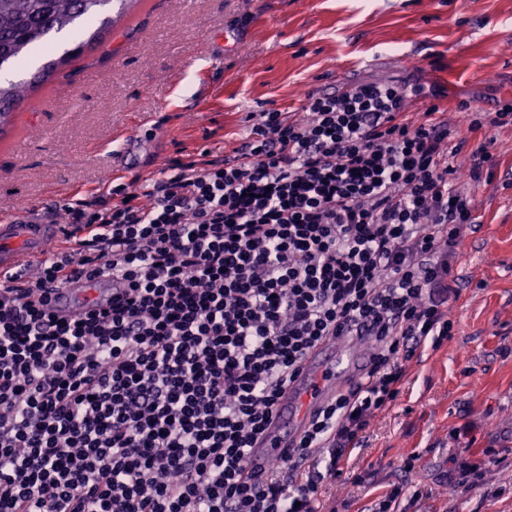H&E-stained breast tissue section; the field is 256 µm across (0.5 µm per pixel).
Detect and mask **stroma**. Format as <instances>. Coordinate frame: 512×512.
<instances>
[{
    "label": "stroma",
    "instance_id": "stroma-1",
    "mask_svg": "<svg viewBox=\"0 0 512 512\" xmlns=\"http://www.w3.org/2000/svg\"><path fill=\"white\" fill-rule=\"evenodd\" d=\"M373 81L408 86L413 108L438 105L452 124L460 101L512 104V0H131L105 45L0 128V215L140 188L171 160L238 146L248 113L295 112L309 91ZM488 138L493 175L471 187L476 224L453 264V336L410 364L351 456L350 472L369 477L327 486L325 512H370L398 484L399 512H512V123L473 134L469 150ZM487 449L501 462L484 485H458L460 464Z\"/></svg>",
    "mask_w": 512,
    "mask_h": 512
}]
</instances>
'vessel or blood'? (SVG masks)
Wrapping results in <instances>:
<instances>
[{
	"instance_id": "obj_1",
	"label": "vessel or blood",
	"mask_w": 512,
	"mask_h": 512,
	"mask_svg": "<svg viewBox=\"0 0 512 512\" xmlns=\"http://www.w3.org/2000/svg\"><path fill=\"white\" fill-rule=\"evenodd\" d=\"M72 243L68 227L47 223L39 216L1 224L0 277L30 259L48 257ZM363 361V353L347 336L314 347L279 397L262 438L250 454L249 470H262L269 459L292 454L313 413L335 397Z\"/></svg>"
}]
</instances>
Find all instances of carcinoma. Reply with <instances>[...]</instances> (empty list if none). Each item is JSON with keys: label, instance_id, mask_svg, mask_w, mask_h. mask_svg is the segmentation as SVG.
Returning a JSON list of instances; mask_svg holds the SVG:
<instances>
[{"label": "carcinoma", "instance_id": "carcinoma-1", "mask_svg": "<svg viewBox=\"0 0 512 512\" xmlns=\"http://www.w3.org/2000/svg\"><path fill=\"white\" fill-rule=\"evenodd\" d=\"M124 0H0V68L13 70L29 53L62 35L87 33L55 59L43 62L31 80L0 83V123L7 122L14 106L60 64L80 55L84 47L102 39L109 27L114 2Z\"/></svg>", "mask_w": 512, "mask_h": 512}]
</instances>
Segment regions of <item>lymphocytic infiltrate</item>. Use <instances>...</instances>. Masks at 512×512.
<instances>
[{
  "label": "lymphocytic infiltrate",
  "mask_w": 512,
  "mask_h": 512,
  "mask_svg": "<svg viewBox=\"0 0 512 512\" xmlns=\"http://www.w3.org/2000/svg\"><path fill=\"white\" fill-rule=\"evenodd\" d=\"M248 119L146 194L64 203L76 246L0 283V512H317L409 363L451 338L475 222L455 158L512 110L462 130L378 81ZM77 281L103 300L55 308ZM339 336L372 341L359 378L253 475L279 395Z\"/></svg>",
  "instance_id": "obj_1"
}]
</instances>
